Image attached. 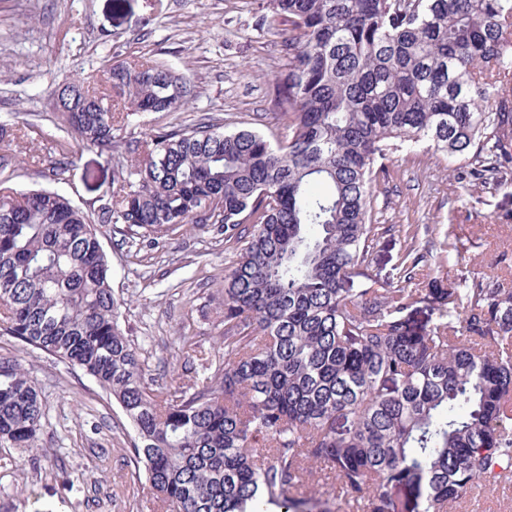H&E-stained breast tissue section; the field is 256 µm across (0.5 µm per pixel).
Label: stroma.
<instances>
[{"label":"stroma","mask_w":512,"mask_h":512,"mask_svg":"<svg viewBox=\"0 0 512 512\" xmlns=\"http://www.w3.org/2000/svg\"><path fill=\"white\" fill-rule=\"evenodd\" d=\"M268 0H0V124L27 130L23 141L0 138L14 156L9 184L19 192L49 189L82 210L112 187L119 169L110 153L77 150L67 180L50 179L41 161L58 137L51 90L84 77L102 60L161 61L194 87L184 111L146 115L140 132L202 115L225 130L272 134L271 104L286 69L281 36L258 26ZM377 224H415L419 241L438 248L446 234L463 246L424 277L454 281L490 272L502 242L512 241V185L482 194L458 183L427 143L401 148L374 186ZM120 324L154 383L178 388L185 370L184 337L224 350L219 305L224 272L236 250L209 229L187 224L159 244L104 234ZM0 357L19 359L46 404L37 450L0 447V512H160L133 460L134 432L121 407L79 369L0 335Z\"/></svg>","instance_id":"stroma-1"}]
</instances>
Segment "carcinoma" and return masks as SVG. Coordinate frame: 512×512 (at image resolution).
I'll list each match as a JSON object with an SVG mask.
<instances>
[{"label": "carcinoma", "mask_w": 512, "mask_h": 512, "mask_svg": "<svg viewBox=\"0 0 512 512\" xmlns=\"http://www.w3.org/2000/svg\"><path fill=\"white\" fill-rule=\"evenodd\" d=\"M284 24L283 121L271 142L211 118L142 139L130 117L179 112L192 85L165 63L104 61L53 92L64 181L71 143L137 156L87 214L0 181V334L80 369L114 399L162 512H309L312 480L340 512H451L512 474V271L450 283L373 223L376 166L396 142L464 160L460 183H512V0H269ZM185 224L243 244L224 273V353L183 339L186 390L153 388L119 324L103 226L158 242ZM403 239L394 281L380 239ZM41 392L0 357V447H39ZM400 245L399 242L388 238L381 239L380 243L375 249L373 254V269L374 273L378 274L380 282L388 283L392 280V275L395 273L393 268L397 262V255Z\"/></svg>", "instance_id": "1"}]
</instances>
